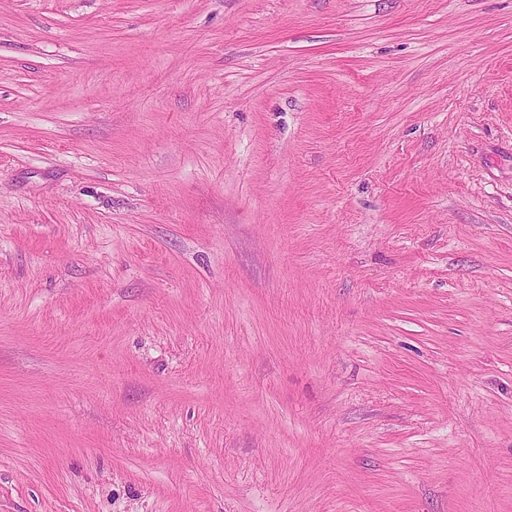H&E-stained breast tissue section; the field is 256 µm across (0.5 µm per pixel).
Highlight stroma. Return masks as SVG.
<instances>
[{
  "mask_svg": "<svg viewBox=\"0 0 512 512\" xmlns=\"http://www.w3.org/2000/svg\"><path fill=\"white\" fill-rule=\"evenodd\" d=\"M0 512H512V0H0Z\"/></svg>",
  "mask_w": 512,
  "mask_h": 512,
  "instance_id": "35a3bbf8",
  "label": "stroma"
}]
</instances>
